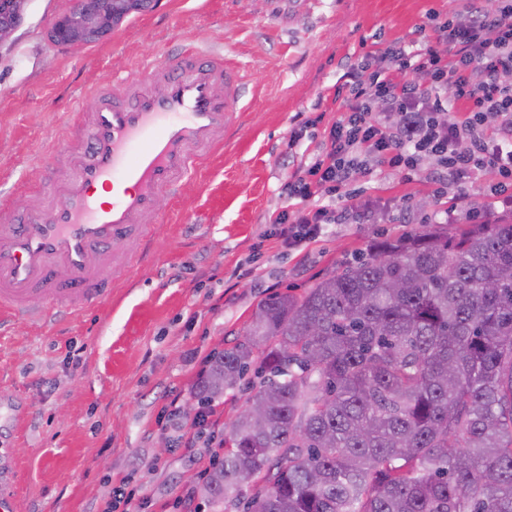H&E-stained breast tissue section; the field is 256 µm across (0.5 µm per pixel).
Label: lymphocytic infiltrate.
<instances>
[{"mask_svg": "<svg viewBox=\"0 0 512 512\" xmlns=\"http://www.w3.org/2000/svg\"><path fill=\"white\" fill-rule=\"evenodd\" d=\"M417 40L368 52L346 73L343 113L325 131L322 154L282 187L298 210L274 222L300 250L333 224H373L371 200L350 192L368 161L412 181L437 163V190L485 173L496 202L512 203V0H467L448 18L430 13Z\"/></svg>", "mask_w": 512, "mask_h": 512, "instance_id": "f902f5d3", "label": "lymphocytic infiltrate"}]
</instances>
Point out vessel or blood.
Segmentation results:
<instances>
[{
  "mask_svg": "<svg viewBox=\"0 0 512 512\" xmlns=\"http://www.w3.org/2000/svg\"><path fill=\"white\" fill-rule=\"evenodd\" d=\"M243 87L223 53L194 48L145 62L122 96L97 95L77 117L62 198L46 188L47 205L21 220L0 210V321L111 299L161 221L157 196L228 141ZM100 186L113 189L110 201H98Z\"/></svg>",
  "mask_w": 512,
  "mask_h": 512,
  "instance_id": "b4317fda",
  "label": "vessel or blood"
}]
</instances>
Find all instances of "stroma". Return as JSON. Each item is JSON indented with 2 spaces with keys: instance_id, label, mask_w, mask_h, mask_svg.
I'll return each mask as SVG.
<instances>
[{
  "instance_id": "stroma-1",
  "label": "stroma",
  "mask_w": 512,
  "mask_h": 512,
  "mask_svg": "<svg viewBox=\"0 0 512 512\" xmlns=\"http://www.w3.org/2000/svg\"><path fill=\"white\" fill-rule=\"evenodd\" d=\"M74 4L26 0L0 46V204L14 217L63 173L76 113L97 93H120L146 59L222 50L244 76L248 109L179 197L160 195L153 249L112 303L0 332V478L13 484L14 512H196L186 494L212 468V450L188 444L186 408L203 362L234 344L261 300L312 287L454 197L504 214L483 194L491 176L450 184L439 200L426 175L408 182L375 168L352 188L385 204L384 223L335 224L302 250L276 234L280 187L321 154L347 65L462 2L153 0L103 41L56 45L49 27ZM308 119L315 127L293 140Z\"/></svg>"
}]
</instances>
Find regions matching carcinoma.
Instances as JSON below:
<instances>
[{
    "label": "carcinoma",
    "mask_w": 512,
    "mask_h": 512,
    "mask_svg": "<svg viewBox=\"0 0 512 512\" xmlns=\"http://www.w3.org/2000/svg\"><path fill=\"white\" fill-rule=\"evenodd\" d=\"M244 381L210 512H512V214L374 241L260 301L198 403Z\"/></svg>",
    "instance_id": "obj_1"
}]
</instances>
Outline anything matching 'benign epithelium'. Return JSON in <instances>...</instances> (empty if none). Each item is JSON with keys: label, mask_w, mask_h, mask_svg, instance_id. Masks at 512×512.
Returning a JSON list of instances; mask_svg holds the SVG:
<instances>
[{"label": "benign epithelium", "mask_w": 512, "mask_h": 512, "mask_svg": "<svg viewBox=\"0 0 512 512\" xmlns=\"http://www.w3.org/2000/svg\"><path fill=\"white\" fill-rule=\"evenodd\" d=\"M151 0H76V6L58 17L50 40L63 47L95 44L109 37L126 17L144 10ZM25 0H0V46L17 30Z\"/></svg>", "instance_id": "benign-epithelium-1"}]
</instances>
